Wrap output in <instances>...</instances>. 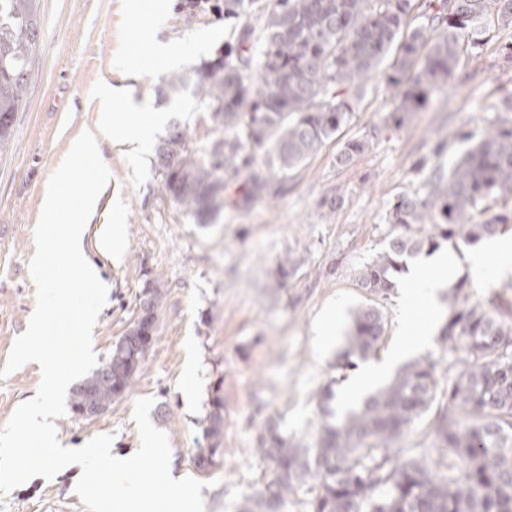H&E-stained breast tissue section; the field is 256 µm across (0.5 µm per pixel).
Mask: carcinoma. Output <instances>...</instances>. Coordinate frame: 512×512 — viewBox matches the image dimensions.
Returning a JSON list of instances; mask_svg holds the SVG:
<instances>
[{
  "label": "carcinoma",
  "mask_w": 512,
  "mask_h": 512,
  "mask_svg": "<svg viewBox=\"0 0 512 512\" xmlns=\"http://www.w3.org/2000/svg\"><path fill=\"white\" fill-rule=\"evenodd\" d=\"M188 16L207 12L235 20V40L193 74H174L161 95L191 92L222 126L223 136L201 153L179 125L154 147V163L170 197L197 223L224 210L229 185L266 192L265 165L285 175L315 154L346 125L353 96L385 66L391 114L423 110L448 86L462 53L481 55L490 30L512 26V0H418V24L407 28L411 0H183ZM39 0H0V151L22 105L28 66L38 49ZM398 54L384 61L393 45ZM366 147L346 141L337 162ZM427 191L397 198L388 221L403 232L389 250L366 264L358 282L370 298H383L405 258L440 242H474L512 229V120L487 129L447 173L430 177ZM490 213L471 224L470 212ZM415 226L427 227L420 237ZM463 286L448 296L440 341L464 358L446 381V405L437 417L439 447L458 460L449 476L420 459L398 461L393 452L410 425L432 407L435 362L406 365L392 382L369 395L357 411L339 417L321 393L324 424L316 446L303 448L272 425L258 452L271 464L264 489L242 512H288L289 497L311 493L309 512H512V304L484 309L467 304ZM386 329L382 310L355 313L342 367L375 352ZM147 349L129 328L101 365L73 392L71 405L106 409L132 385ZM207 437L218 448L224 401L211 400Z\"/></svg>",
  "instance_id": "carcinoma-1"
}]
</instances>
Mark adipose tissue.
Instances as JSON below:
<instances>
[{
  "instance_id": "obj_1",
  "label": "adipose tissue",
  "mask_w": 512,
  "mask_h": 512,
  "mask_svg": "<svg viewBox=\"0 0 512 512\" xmlns=\"http://www.w3.org/2000/svg\"><path fill=\"white\" fill-rule=\"evenodd\" d=\"M496 256V265H488V256ZM470 270L476 283H484L490 272L512 273V237L485 241L468 255ZM456 261L442 252L422 257L409 268L402 297V321L399 343L389 361L369 362L338 395L336 405L346 411L357 407L389 376L394 364L414 351L427 347L440 328L439 296L455 273Z\"/></svg>"
}]
</instances>
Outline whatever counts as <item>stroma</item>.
Here are the masks:
<instances>
[{"label": "stroma", "mask_w": 512, "mask_h": 512, "mask_svg": "<svg viewBox=\"0 0 512 512\" xmlns=\"http://www.w3.org/2000/svg\"><path fill=\"white\" fill-rule=\"evenodd\" d=\"M233 40V26L211 16L187 17L181 0H40V49L32 59L24 104L0 152V368L35 305L29 261L46 186L83 131H110L102 156L111 171L90 222L84 247L108 288L92 344L105 357L140 310L145 287L162 294L154 342L132 387L91 419L65 413L58 439L76 448L109 433L117 453L137 450L136 400L152 397V423L167 435L175 471L204 481L205 512H237L244 497L267 480L257 451L264 425L276 423L291 440L314 444L322 424L319 396L336 379L352 314L368 304L359 270L386 252L397 230L387 220L396 199L423 192L436 169H450L469 138L503 119L501 101L512 94V64L499 50L512 28L494 30L478 61L461 59L450 87L421 112L386 128L393 108L382 74H373L336 137L291 170L275 177L273 192L237 204L236 189L211 224L195 223L166 195L153 148L172 124L185 127L193 148L221 136L211 113L191 94L164 99L157 89L173 72H188L216 58ZM128 93L133 103L162 115L137 143L123 141L110 114L98 111L103 85ZM367 140L349 163L336 161L344 143ZM339 197L336 208L324 206ZM122 228L124 252L113 262L98 255L95 228ZM458 259L456 282L470 302H512V275L474 287L469 245L442 243ZM300 265L288 278L276 272L285 256ZM339 313L334 346L321 351L312 331L328 307ZM194 370L199 387L186 398L182 382ZM38 364L0 380V427L35 396ZM224 399V438L210 463L198 456L213 393ZM441 403L404 433V457L438 464L434 425ZM80 466L52 480L35 477L0 496V512H89L74 491Z\"/></svg>", "instance_id": "obj_1"}]
</instances>
